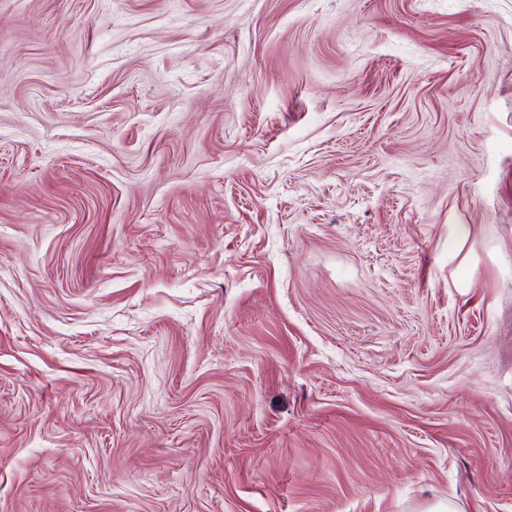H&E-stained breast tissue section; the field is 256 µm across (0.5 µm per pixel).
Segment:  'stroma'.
<instances>
[{"label":"stroma","mask_w":512,"mask_h":512,"mask_svg":"<svg viewBox=\"0 0 512 512\" xmlns=\"http://www.w3.org/2000/svg\"><path fill=\"white\" fill-rule=\"evenodd\" d=\"M512 512V0H0V512Z\"/></svg>","instance_id":"obj_1"}]
</instances>
